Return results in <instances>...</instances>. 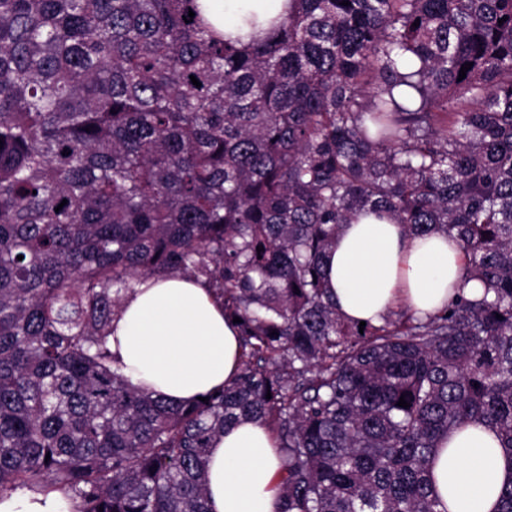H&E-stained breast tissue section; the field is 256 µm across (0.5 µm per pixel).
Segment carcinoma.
Instances as JSON below:
<instances>
[{"label":"carcinoma","instance_id":"cac0c4a2","mask_svg":"<svg viewBox=\"0 0 512 512\" xmlns=\"http://www.w3.org/2000/svg\"><path fill=\"white\" fill-rule=\"evenodd\" d=\"M289 2L243 43L199 0H0V488L209 512L248 419L280 512H447L431 456L470 422L512 460V0ZM367 213L454 240L481 291L359 330L321 259ZM170 272L241 319L206 402L112 366L123 296Z\"/></svg>","mask_w":512,"mask_h":512}]
</instances>
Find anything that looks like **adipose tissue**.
<instances>
[{
    "instance_id": "ef3b65f1",
    "label": "adipose tissue",
    "mask_w": 512,
    "mask_h": 512,
    "mask_svg": "<svg viewBox=\"0 0 512 512\" xmlns=\"http://www.w3.org/2000/svg\"><path fill=\"white\" fill-rule=\"evenodd\" d=\"M224 33L249 37L244 18L275 17L285 0H200ZM330 300L354 321L381 323L397 307L420 315L441 309L463 282L465 256L444 236L407 235L401 225L368 214L345 225L323 260ZM116 365L132 383L181 403L232 380L239 367L235 323L213 293L181 273L150 277L122 300L108 337ZM448 512H495L512 480L494 432L469 425L441 441L431 461ZM280 457L273 435L243 421L216 439L207 463L211 512H279ZM69 493L54 487L0 493V512H74Z\"/></svg>"
}]
</instances>
